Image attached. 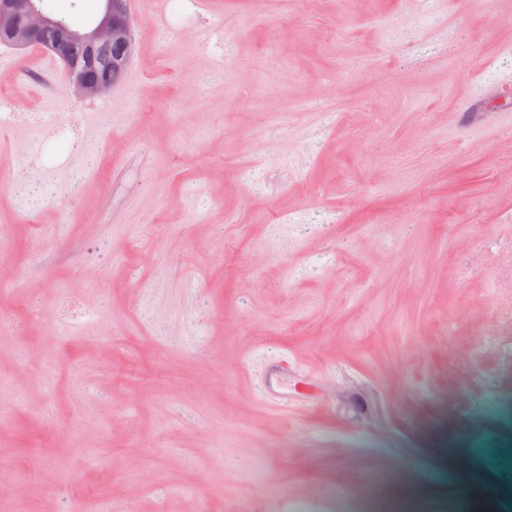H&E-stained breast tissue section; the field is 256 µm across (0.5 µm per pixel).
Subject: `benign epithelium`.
I'll use <instances>...</instances> for the list:
<instances>
[{"label": "benign epithelium", "instance_id": "benign-epithelium-1", "mask_svg": "<svg viewBox=\"0 0 512 512\" xmlns=\"http://www.w3.org/2000/svg\"><path fill=\"white\" fill-rule=\"evenodd\" d=\"M44 0H0V40L15 46L39 45L58 57L67 70L74 69L69 52L61 42L48 43L43 33L49 28L63 32L68 42L87 48L98 61L112 56L105 76H72L71 87L84 98L104 97L125 71L141 31L129 21L128 0H103V9L86 28L74 29L62 18L45 10Z\"/></svg>", "mask_w": 512, "mask_h": 512}]
</instances>
